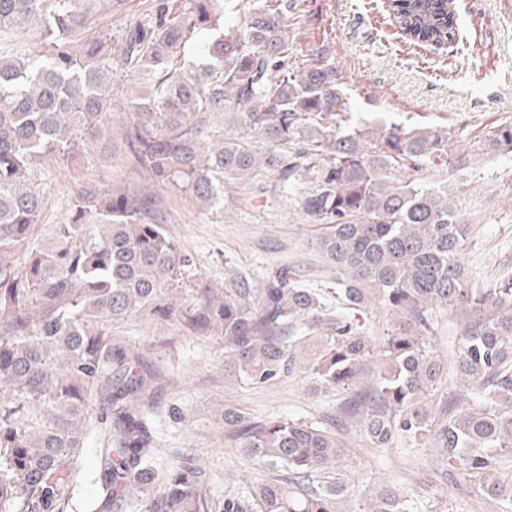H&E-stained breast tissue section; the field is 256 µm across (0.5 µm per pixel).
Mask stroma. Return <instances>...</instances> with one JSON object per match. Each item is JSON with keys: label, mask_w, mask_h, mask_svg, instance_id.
Masks as SVG:
<instances>
[{"label": "stroma", "mask_w": 512, "mask_h": 512, "mask_svg": "<svg viewBox=\"0 0 512 512\" xmlns=\"http://www.w3.org/2000/svg\"><path fill=\"white\" fill-rule=\"evenodd\" d=\"M149 2L100 0L82 30L86 38L112 39L114 96L143 91L139 74L124 63V46ZM455 6L467 38L460 49L403 39L380 0H300L288 16V39L302 54L324 49L341 75L352 120L378 114L407 128L445 127L457 135V148L465 149L469 138L512 119V0H455ZM128 119L127 113H115L111 132L76 164L43 165L37 179L47 205L40 223H63L83 187L137 189L154 197L167 233L192 255L187 286L223 287L231 269L259 281L269 271L287 268L303 272L307 285L334 301V276L311 245L319 225L301 204L315 188L313 175L297 173L288 184L261 175L230 185L223 210H204L190 197L152 184L134 167L122 140ZM423 181L447 189L462 223L471 227L462 257L473 283L512 277V154L475 153L462 169L427 168ZM112 332L143 350L162 373L152 416L157 469L166 471L182 455L205 461L214 502L228 494L247 495L260 475L242 449L224 437V411L237 408L260 419L307 416L336 424L347 448L339 468L352 494L397 485L409 490L419 512H492L476 488L463 490L441 478V462L430 450L402 442L377 448L365 437L360 419L339 422L341 396H312L307 374L255 388L225 379L224 351L216 338L181 335L148 315L114 324Z\"/></svg>", "instance_id": "stroma-1"}]
</instances>
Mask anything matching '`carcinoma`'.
Instances as JSON below:
<instances>
[{
    "label": "carcinoma",
    "instance_id": "1",
    "mask_svg": "<svg viewBox=\"0 0 512 512\" xmlns=\"http://www.w3.org/2000/svg\"><path fill=\"white\" fill-rule=\"evenodd\" d=\"M215 2L152 0L128 35L126 60L150 86L126 102L134 164L203 209L223 204L230 184L315 172L303 207L322 224L313 247L335 273L336 304L285 269L260 285L237 271L222 291L169 295L192 257L131 189L81 193L64 223L40 224L34 165L75 161L112 128V41L81 37L85 0H0V33L30 32L39 45L0 57V512H64L95 436L99 489L82 512H343L348 485L332 473L343 443L312 418L224 409L232 447L278 472L248 500L226 495L214 508L206 468L191 457L159 475L150 415L161 372L112 335L145 311L220 340L226 378L270 387L305 370L314 391L348 395L345 414L375 447L436 448L456 485H478L508 512L512 278L471 282L461 258L469 225L448 191L420 178L467 156L452 152L446 127L349 124L324 50L296 61L286 33L296 0H251L242 32L203 42L201 64L178 62L181 45L216 29ZM388 11L418 45L459 33L452 0H390ZM474 146L512 153V121ZM373 302L392 316L378 347L357 318ZM442 310L460 318L446 354L431 343ZM450 373L466 392L441 394ZM353 512L416 510L406 491L382 487Z\"/></svg>",
    "mask_w": 512,
    "mask_h": 512
}]
</instances>
